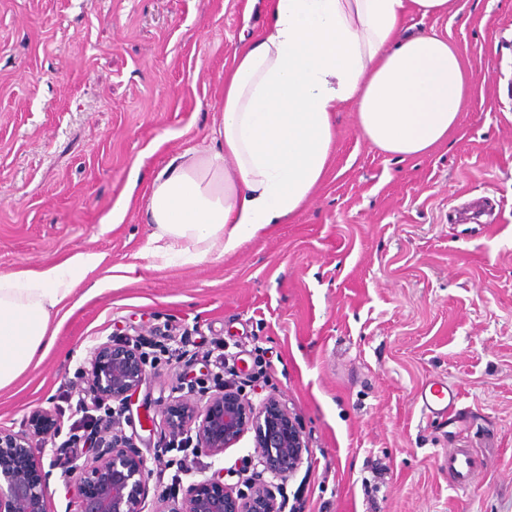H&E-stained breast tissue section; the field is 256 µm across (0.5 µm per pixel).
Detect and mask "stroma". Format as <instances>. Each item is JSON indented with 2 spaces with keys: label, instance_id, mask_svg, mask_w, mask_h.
Masks as SVG:
<instances>
[{
  "label": "stroma",
  "instance_id": "obj_1",
  "mask_svg": "<svg viewBox=\"0 0 512 512\" xmlns=\"http://www.w3.org/2000/svg\"><path fill=\"white\" fill-rule=\"evenodd\" d=\"M458 5L435 26L462 49L471 95L445 142L397 161L345 108L330 174L290 222L158 268L125 194L187 147L219 150L222 75L241 36L265 30V0H0V271L102 257L45 358L0 391V428L48 410L68 439L92 348L163 331L122 428L151 473L157 454L184 460L174 497L195 478L241 484L255 456L250 432L214 459L141 425L212 385L217 342L239 380L269 372L248 396L275 395L303 429L286 512H512V0H469L464 20ZM430 379L460 392L451 432L415 400ZM452 448L478 460L467 487L442 464ZM32 452L49 512H76L71 448Z\"/></svg>",
  "mask_w": 512,
  "mask_h": 512
}]
</instances>
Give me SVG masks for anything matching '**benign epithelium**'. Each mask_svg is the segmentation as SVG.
<instances>
[{
	"label": "benign epithelium",
	"mask_w": 512,
	"mask_h": 512,
	"mask_svg": "<svg viewBox=\"0 0 512 512\" xmlns=\"http://www.w3.org/2000/svg\"><path fill=\"white\" fill-rule=\"evenodd\" d=\"M86 375L90 400L80 408L86 416L104 419L112 405L123 407L145 381L147 362L131 344L112 341L96 345ZM163 420L180 448L195 443L196 453L219 456L246 432H253L257 459L271 480L260 479L241 489L216 479L190 484L185 496L161 512H284L277 494L295 473L309 447L295 417L275 396L256 404L235 389L211 388L196 398L175 400ZM55 419L41 412L29 420L22 435L0 429V512H48L45 474L32 458L33 442L43 444L59 434ZM92 456L65 471L66 483L78 494V512H144L147 495L146 461L122 445V438L99 434Z\"/></svg>",
	"instance_id": "benign-epithelium-1"
}]
</instances>
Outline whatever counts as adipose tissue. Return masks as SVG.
I'll return each mask as SVG.
<instances>
[{
  "label": "adipose tissue",
  "mask_w": 512,
  "mask_h": 512,
  "mask_svg": "<svg viewBox=\"0 0 512 512\" xmlns=\"http://www.w3.org/2000/svg\"><path fill=\"white\" fill-rule=\"evenodd\" d=\"M448 0H266L268 27L224 71L221 149L191 148L151 181L148 251L158 266L224 256L287 223L328 176L336 115L352 107L366 142L404 161L444 141L470 92L459 48L407 15ZM80 252L0 273V390L52 347L51 324L99 264Z\"/></svg>",
  "instance_id": "obj_1"
}]
</instances>
